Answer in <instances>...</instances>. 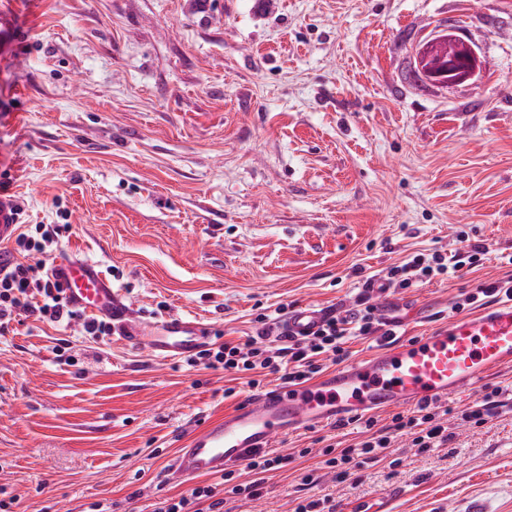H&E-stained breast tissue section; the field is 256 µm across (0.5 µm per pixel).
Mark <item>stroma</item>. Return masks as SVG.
Wrapping results in <instances>:
<instances>
[{"instance_id": "obj_1", "label": "stroma", "mask_w": 512, "mask_h": 512, "mask_svg": "<svg viewBox=\"0 0 512 512\" xmlns=\"http://www.w3.org/2000/svg\"><path fill=\"white\" fill-rule=\"evenodd\" d=\"M454 27L482 66L439 87L416 48ZM25 224H64L58 251L100 264L137 313L245 339L260 309L353 308L365 278L474 229L512 253V0H0V173ZM363 276H354L353 267ZM512 276L487 262L382 297L399 334L452 318L461 290ZM68 345V364L56 349ZM483 426L449 396L446 448L395 439L387 467L346 481L297 448L348 447L353 427L277 439L288 456L234 512H512V369ZM234 396H225L226 388ZM250 387L78 323L0 335V489L10 512H153L189 490L164 477L192 425Z\"/></svg>"}]
</instances>
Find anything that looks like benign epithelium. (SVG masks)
Listing matches in <instances>:
<instances>
[{"label": "benign epithelium", "instance_id": "benign-epithelium-1", "mask_svg": "<svg viewBox=\"0 0 512 512\" xmlns=\"http://www.w3.org/2000/svg\"><path fill=\"white\" fill-rule=\"evenodd\" d=\"M415 63L429 82L457 85L473 78L480 67L478 54L471 43L450 27L433 34L416 52Z\"/></svg>", "mask_w": 512, "mask_h": 512}]
</instances>
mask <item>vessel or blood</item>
I'll use <instances>...</instances> for the list:
<instances>
[{
	"label": "vessel or blood",
	"instance_id": "obj_1",
	"mask_svg": "<svg viewBox=\"0 0 512 512\" xmlns=\"http://www.w3.org/2000/svg\"><path fill=\"white\" fill-rule=\"evenodd\" d=\"M19 222L12 199L0 195V243ZM71 306L107 319L127 346L145 345L158 357H193L211 339L199 321L168 317L148 321L135 315L125 297L96 266L72 255L49 272ZM325 309L300 305L285 316L286 332L303 337L316 330ZM512 367V300L459 316L425 335L382 347L367 358L321 373L312 381L248 395L223 416L195 425L171 464L177 478L218 476L242 464L249 453L309 426L333 425L395 407H418L469 392L492 374Z\"/></svg>",
	"mask_w": 512,
	"mask_h": 512
}]
</instances>
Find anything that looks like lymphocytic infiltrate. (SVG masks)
<instances>
[{"mask_svg": "<svg viewBox=\"0 0 512 512\" xmlns=\"http://www.w3.org/2000/svg\"><path fill=\"white\" fill-rule=\"evenodd\" d=\"M61 227L57 224L21 226L11 250L17 259L0 271V330L20 316L61 324L77 318V311L64 297L58 284L53 283L44 262L58 244ZM459 246L447 251L435 249L417 252L402 262L390 266L384 279L389 287L409 288L439 277H452L462 269H474L488 261L490 250L486 244L471 240L466 230L457 233ZM288 305L278 306L272 313L256 318L257 327L245 340L212 344L201 350L192 363L206 369L224 370L229 374H246L250 387H258L263 379L274 376L284 383H302L322 369L323 361L344 362L348 356L349 339L380 338L394 340L396 331L390 321L381 317L370 302L368 292H361L355 306L346 314L329 313L310 336L295 338L279 327ZM445 411L440 405L419 407L416 415L396 413L390 424L379 425L366 419V436L352 448L326 445L322 448L324 464L336 473L338 481H345L360 463L383 462L394 436L408 437L412 447L430 452L445 447L451 435L441 421ZM281 456L266 450L252 452L246 463L247 480H237L234 471H225L221 482L230 487L228 497H220L216 486L197 485L178 497L159 502L154 512H224L228 498L252 499L260 496L265 473L278 469Z\"/></svg>", "mask_w": 512, "mask_h": 512, "instance_id": "lymphocytic-infiltrate-1", "label": "lymphocytic infiltrate"}]
</instances>
